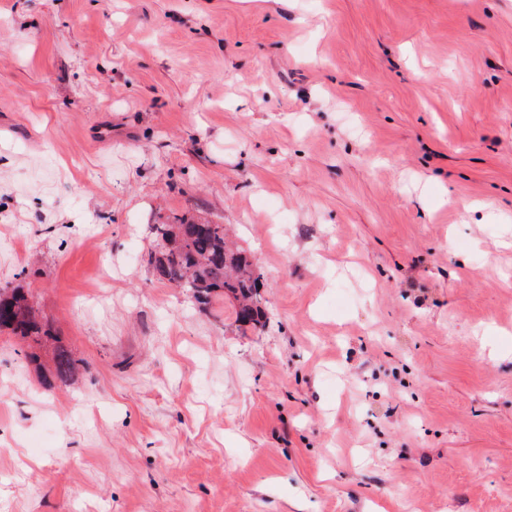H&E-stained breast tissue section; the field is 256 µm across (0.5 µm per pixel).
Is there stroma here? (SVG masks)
Segmentation results:
<instances>
[{"mask_svg": "<svg viewBox=\"0 0 512 512\" xmlns=\"http://www.w3.org/2000/svg\"><path fill=\"white\" fill-rule=\"evenodd\" d=\"M0 287V512H512V0H0ZM152 263L158 279L181 288L200 305L220 292L235 303L240 327L264 326L265 303L260 293L263 274L244 249L229 242L224 224H201L174 217L151 225ZM31 340L41 346L56 341L51 330L38 319L27 295L17 289H0V334ZM54 376L65 381L73 377L78 370L79 363L72 358L71 354L63 347L57 346L53 356Z\"/></svg>", "mask_w": 512, "mask_h": 512, "instance_id": "1", "label": "stroma"}]
</instances>
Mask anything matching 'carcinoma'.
<instances>
[{"instance_id":"carcinoma-1","label":"carcinoma","mask_w":512,"mask_h":512,"mask_svg":"<svg viewBox=\"0 0 512 512\" xmlns=\"http://www.w3.org/2000/svg\"><path fill=\"white\" fill-rule=\"evenodd\" d=\"M154 242L152 263L158 279L181 288L200 305L210 303L220 292L235 303L236 322L241 327L267 322L260 293L263 274L244 249L231 244L222 224H201L175 217L165 224L151 225ZM44 346L56 340L38 319L27 295L17 289H0V334ZM54 376L65 381L79 363L62 347L53 356Z\"/></svg>"}]
</instances>
